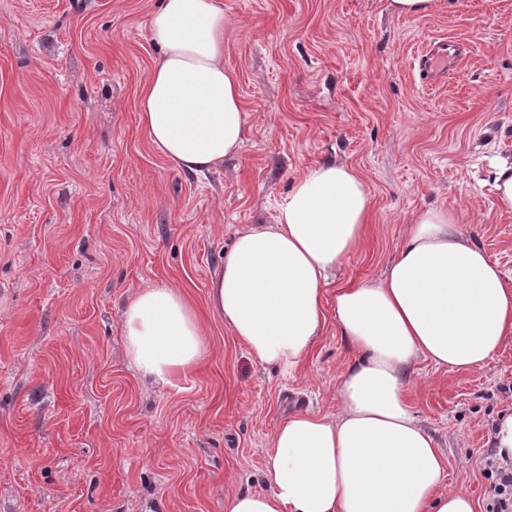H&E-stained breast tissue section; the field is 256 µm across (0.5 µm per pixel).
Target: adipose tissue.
Wrapping results in <instances>:
<instances>
[{"label":"adipose tissue","instance_id":"ef3b65f1","mask_svg":"<svg viewBox=\"0 0 512 512\" xmlns=\"http://www.w3.org/2000/svg\"><path fill=\"white\" fill-rule=\"evenodd\" d=\"M161 55L140 93L139 121L177 170L223 165L243 144L236 72L224 65L223 0H162L149 20ZM370 193L351 167L322 164L294 180L274 223L240 232L209 301L253 358L297 366L325 324V288L362 242ZM336 323L357 353L336 386V416L299 412L277 427L262 491L225 512H475L442 490L445 459L406 398L418 358L450 371L482 367L512 334V289L454 212L418 213L384 276L340 289ZM129 352L166 382L208 351L182 291L142 288L124 312Z\"/></svg>","mask_w":512,"mask_h":512}]
</instances>
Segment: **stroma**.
Returning a JSON list of instances; mask_svg holds the SVG:
<instances>
[{
  "instance_id": "1",
  "label": "stroma",
  "mask_w": 512,
  "mask_h": 512,
  "mask_svg": "<svg viewBox=\"0 0 512 512\" xmlns=\"http://www.w3.org/2000/svg\"><path fill=\"white\" fill-rule=\"evenodd\" d=\"M223 2L244 143L193 175L139 123L160 0H0V512H224L262 488L290 393L339 412L352 350L337 290L379 279L426 208L455 210L512 285V214L490 181L512 160V0H443L415 18L387 0ZM438 38L469 51L431 83L417 58ZM324 163L360 174L371 222L326 288L316 344L293 369L264 366L210 309V282L237 233L274 223L294 179ZM152 284L186 294L209 345L168 383L139 373L123 333ZM407 398L445 487L486 512L512 335L475 370L417 359Z\"/></svg>"
}]
</instances>
